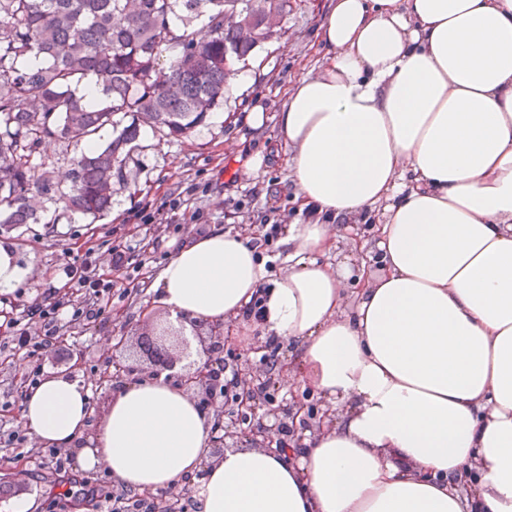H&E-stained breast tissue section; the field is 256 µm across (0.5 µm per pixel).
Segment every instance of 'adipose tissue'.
<instances>
[{"label": "adipose tissue", "mask_w": 512, "mask_h": 512, "mask_svg": "<svg viewBox=\"0 0 512 512\" xmlns=\"http://www.w3.org/2000/svg\"><path fill=\"white\" fill-rule=\"evenodd\" d=\"M320 42L278 115L309 217L285 230L286 274L218 226L155 288L171 316L215 324L262 296V329L295 347L291 387L334 425L296 457L211 462V420L150 378L119 388L80 460L138 493L204 470L197 512H512V0H335ZM374 214L381 266L347 313L351 268L322 257L339 226ZM91 386L46 374L21 401L25 427L75 445Z\"/></svg>", "instance_id": "1"}]
</instances>
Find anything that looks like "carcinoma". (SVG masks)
<instances>
[{
  "instance_id": "1",
  "label": "carcinoma",
  "mask_w": 512,
  "mask_h": 512,
  "mask_svg": "<svg viewBox=\"0 0 512 512\" xmlns=\"http://www.w3.org/2000/svg\"><path fill=\"white\" fill-rule=\"evenodd\" d=\"M274 9L288 13V0H0V224L37 222L32 188L53 190L33 163L43 142H89L110 126L116 136L73 159L59 192L72 212L108 210L112 186L129 185L141 127L172 138L204 127L234 65L271 39ZM200 17L204 38L172 30ZM90 75L105 80L101 102L78 95Z\"/></svg>"
}]
</instances>
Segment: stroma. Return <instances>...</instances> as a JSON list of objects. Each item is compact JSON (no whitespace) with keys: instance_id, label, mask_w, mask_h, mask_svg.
Masks as SVG:
<instances>
[{"instance_id":"35a3bbf8","label":"stroma","mask_w":512,"mask_h":512,"mask_svg":"<svg viewBox=\"0 0 512 512\" xmlns=\"http://www.w3.org/2000/svg\"><path fill=\"white\" fill-rule=\"evenodd\" d=\"M330 0H290L278 35L256 48L246 65L238 67L224 99L211 112L205 128L187 137L173 140L150 128H142L141 165L136 190H120L112 198L111 210L99 217L83 216L66 209L62 200L43 196L34 224L0 226V245L10 247L19 262L29 267L23 284L0 294V315L18 316L23 305L41 297L49 288L62 287L66 278L64 263L93 253L100 274L114 281L112 303L100 326L75 325L68 350L79 357V370L94 380L91 392L95 410L79 445H94L97 426L107 416L114 394L112 387L100 384V377L113 374L114 362L129 368L125 380L147 376L148 363L137 348V338L148 329L164 327L166 310L156 305L154 290L144 289V279H156L161 268L176 250L178 238L207 233L212 227L251 234L260 229L270 207L281 209L287 223H302L291 192L285 191L289 170L284 156L271 152L279 136L277 115L284 101L287 82L297 79L315 65L314 45L319 25L329 9ZM268 107L267 125L253 133L244 118L255 100ZM83 145L50 141L39 149L35 163L44 166L52 183L66 188V176L73 157ZM259 158V165L246 169L244 159ZM194 190V201L187 210L177 211L170 226H158L164 236L161 248L145 266L128 272L112 268L108 247L116 237H126L137 246L142 235L134 220L145 202L161 205L172 192ZM125 337L124 349L117 361L102 355L103 343L111 335ZM40 443L28 438L25 447L0 459V482L23 485L22 500L30 503V512H100L98 505H76L66 499L52 504L53 496L63 490L62 482L50 462L39 455Z\"/></svg>"}]
</instances>
